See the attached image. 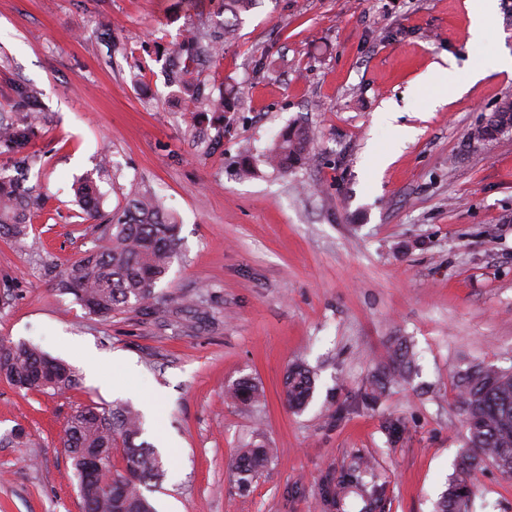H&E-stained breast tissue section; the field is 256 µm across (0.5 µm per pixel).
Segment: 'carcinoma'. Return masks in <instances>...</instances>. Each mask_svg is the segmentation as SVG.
<instances>
[{"mask_svg":"<svg viewBox=\"0 0 512 512\" xmlns=\"http://www.w3.org/2000/svg\"><path fill=\"white\" fill-rule=\"evenodd\" d=\"M256 4L257 0H222L224 19L215 23L212 30H187L182 34L178 56L170 63L169 80L179 88L181 98L192 111L220 115L233 106L234 91H227L221 99L205 94L203 84L190 77L191 66L205 50L211 58H220L224 42L232 39L243 24L242 14ZM12 94L18 105L29 107L35 102L37 91L28 84L15 83ZM495 115L497 119L482 126L486 139L502 133L503 127L512 123V97L499 104ZM41 120L33 110L20 121L0 116V150L13 155L20 164L30 162V145ZM311 144L308 131L290 128L263 154V162L286 173L310 157ZM75 197L82 218L93 222L99 245L68 265L56 283L57 290L73 296L88 313L102 319L118 312H145L155 307L161 300L156 287L178 252L179 224L175 218L165 211L155 194L138 191L127 197L126 205L113 213L111 220L98 224L101 194L91 177L78 184ZM39 206V199L19 193L13 180L0 173L1 237L16 243L26 239L32 212ZM415 370L413 351L405 340L395 338L371 372L366 397L378 399L389 386L411 379ZM0 377L26 392H66L79 385V378L68 365L26 343L0 345ZM455 388L456 405L468 435L436 512H461V507L468 506L476 477L489 461L496 463L500 473L512 475V370L474 364L458 373ZM314 392L312 370L304 363L293 364L283 383L288 408L304 410ZM225 397L232 404L246 405L257 402L260 392L252 379L240 378L227 386ZM383 427L394 441L406 430L405 421L393 416L383 421ZM142 433L140 413L126 405L102 412L86 408L68 419L63 445L71 449L69 456L78 482L83 484V512H156L142 488L161 481L164 467L159 465L156 449L141 439ZM118 440L123 446L124 467L123 472L114 475L112 450ZM91 452L102 456L104 467L87 477L83 466ZM272 455L273 449L254 445L234 458L232 467L242 489L250 487ZM370 471V461L358 456L327 480L326 491L338 500L352 493L371 500L373 493L366 492L364 483Z\"/></svg>","mask_w":512,"mask_h":512,"instance_id":"obj_1","label":"carcinoma"}]
</instances>
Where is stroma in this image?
<instances>
[{
	"mask_svg": "<svg viewBox=\"0 0 512 512\" xmlns=\"http://www.w3.org/2000/svg\"><path fill=\"white\" fill-rule=\"evenodd\" d=\"M219 7L0 0V112L19 113L11 84L39 90L44 123L17 171L47 199L25 246L0 238V343L34 345L81 379L26 393L0 378V435L26 432L0 445V512H82L66 422L116 402L144 411L147 441L175 444L149 493L157 512H361V496L325 494L357 455L375 462L377 512H434L465 443L455 376L512 367V131L469 139L512 94L498 69L512 0H497L478 54L468 0H259L221 60L194 70L212 95L237 91L220 123L188 111L164 71L182 31ZM437 66L460 97L423 83ZM476 67L486 76L473 83ZM295 122L314 133L316 160L274 172L260 158ZM246 156L258 163L247 176ZM89 173L103 212L149 189L181 226L149 314L100 319L55 288L54 273L98 243L73 191ZM394 336L418 372L361 404ZM296 360L316 374L299 414L281 395ZM242 377L259 403L225 401ZM391 415L407 425L396 442L382 427ZM254 444L276 455L243 492L228 464ZM472 512H512V478L479 474Z\"/></svg>",
	"mask_w": 512,
	"mask_h": 512,
	"instance_id": "1",
	"label": "stroma"
}]
</instances>
